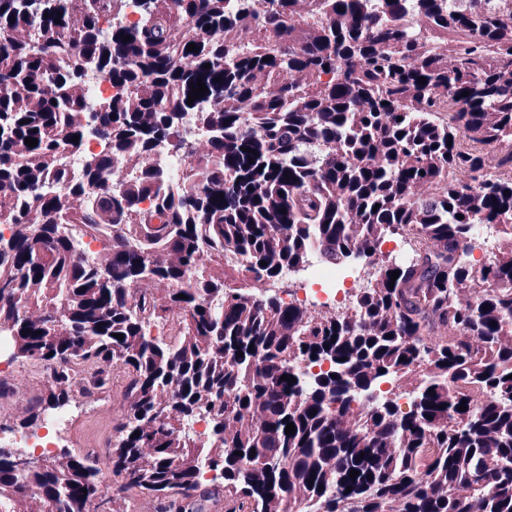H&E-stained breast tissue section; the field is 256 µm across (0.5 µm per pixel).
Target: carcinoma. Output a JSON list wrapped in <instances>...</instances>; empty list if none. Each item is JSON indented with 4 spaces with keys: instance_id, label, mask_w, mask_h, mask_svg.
Listing matches in <instances>:
<instances>
[{
    "instance_id": "obj_1",
    "label": "carcinoma",
    "mask_w": 512,
    "mask_h": 512,
    "mask_svg": "<svg viewBox=\"0 0 512 512\" xmlns=\"http://www.w3.org/2000/svg\"><path fill=\"white\" fill-rule=\"evenodd\" d=\"M376 2L138 0L127 26L126 0H0V333L43 365L48 391L20 427L122 369L112 498L138 489L157 512H203L219 495L212 460L232 512H512V153L495 174L484 161L512 135V0ZM439 36L457 45L451 70ZM89 72L115 93L88 101ZM199 77L208 91L189 105ZM190 112L205 155L184 134ZM161 147L190 158L176 188ZM475 224L509 235L477 270ZM403 234L415 259L383 265L351 316L205 270L231 255L275 282L315 249L349 261ZM86 239L107 262L82 254ZM144 279L157 292L132 296ZM168 323L176 346L151 335ZM423 365L407 407L378 394ZM200 419L215 452L184 433ZM88 460L20 473L0 449V500L94 512L104 487Z\"/></svg>"
}]
</instances>
